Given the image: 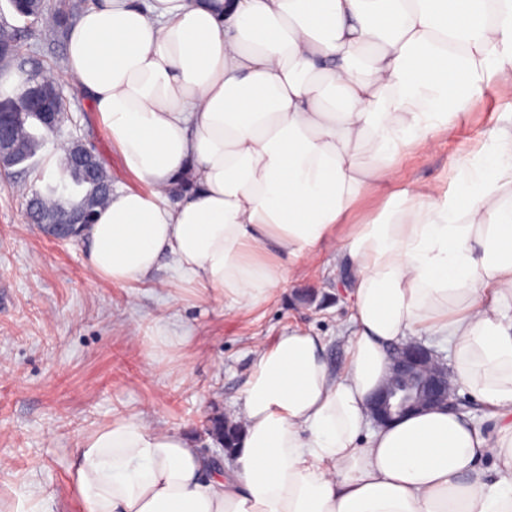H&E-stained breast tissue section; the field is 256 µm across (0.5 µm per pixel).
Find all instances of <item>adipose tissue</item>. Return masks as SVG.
Listing matches in <instances>:
<instances>
[{
    "mask_svg": "<svg viewBox=\"0 0 512 512\" xmlns=\"http://www.w3.org/2000/svg\"><path fill=\"white\" fill-rule=\"evenodd\" d=\"M512 0H93L67 74L147 190L113 191L87 267L142 282L161 258L250 311L335 242L352 273L346 361L292 331L259 345L223 470L140 416L84 434L85 512H512ZM503 110L455 191L400 188L403 156ZM393 186L361 223L358 203ZM447 341L492 430L429 409L368 430L391 347Z\"/></svg>",
    "mask_w": 512,
    "mask_h": 512,
    "instance_id": "obj_1",
    "label": "adipose tissue"
}]
</instances>
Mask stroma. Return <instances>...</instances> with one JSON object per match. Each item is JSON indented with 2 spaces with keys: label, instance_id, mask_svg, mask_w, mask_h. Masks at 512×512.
Instances as JSON below:
<instances>
[{
  "label": "stroma",
  "instance_id": "stroma-1",
  "mask_svg": "<svg viewBox=\"0 0 512 512\" xmlns=\"http://www.w3.org/2000/svg\"><path fill=\"white\" fill-rule=\"evenodd\" d=\"M19 48L62 84L70 119L34 157V174L0 172V507L15 512L32 499L45 512H83L69 472L80 437L100 423L139 414L216 454L221 447L204 422L233 413L256 345L309 331L339 366L351 315L348 278L332 242L270 302L244 313L201 296L167 263L133 286L92 277L82 241L51 240L30 223L26 200L42 186L37 171L55 174L59 142L78 136L96 146L115 188L142 183L67 76L65 43L24 34ZM498 107L491 87L469 101L452 135L405 158L403 185L446 188L451 164L478 151ZM164 323L172 341L158 339Z\"/></svg>",
  "mask_w": 512,
  "mask_h": 512
}]
</instances>
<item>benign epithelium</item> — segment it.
<instances>
[{
	"instance_id": "benign-epithelium-1",
	"label": "benign epithelium",
	"mask_w": 512,
	"mask_h": 512,
	"mask_svg": "<svg viewBox=\"0 0 512 512\" xmlns=\"http://www.w3.org/2000/svg\"><path fill=\"white\" fill-rule=\"evenodd\" d=\"M65 99L62 85L55 78L37 81L24 94L27 109L40 114L44 125L61 132L68 111L59 106ZM23 120L21 107L10 98L0 100V171L13 166L11 157L12 128ZM75 163L89 166L93 162L91 149L78 138L68 141ZM94 223V215L86 208L72 211L67 220L48 231L58 241L79 237L81 228ZM444 406L451 411L461 409L451 383L448 365L434 349L420 342L399 345L391 353L390 371L368 402L372 423L384 426L394 418L424 409Z\"/></svg>"
}]
</instances>
